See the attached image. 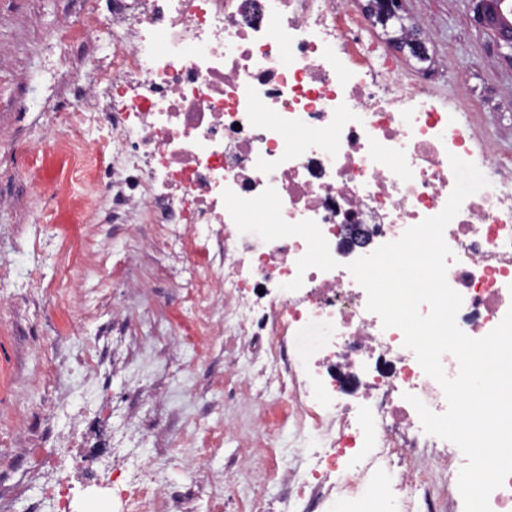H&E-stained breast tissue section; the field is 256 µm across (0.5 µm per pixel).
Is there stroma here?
I'll return each mask as SVG.
<instances>
[{
    "label": "stroma",
    "mask_w": 512,
    "mask_h": 512,
    "mask_svg": "<svg viewBox=\"0 0 512 512\" xmlns=\"http://www.w3.org/2000/svg\"><path fill=\"white\" fill-rule=\"evenodd\" d=\"M84 0H0V45L14 59L12 72L0 79V129L10 132L0 146V193L11 195V209L0 212V264L12 267L15 276L0 281V299L13 300L12 311L0 315V512H27L29 502L46 497L51 486L62 483L74 497H83V476L96 470L101 486H109L112 467L98 463L97 456L109 438H120L130 413L150 419L154 407L140 404L128 410L127 393L140 383L163 391L172 412L169 430L181 438L186 424H193L197 438L209 437L223 428L224 441L212 456L209 467L220 471L233 465L243 440L254 439L257 410L232 401L228 389L241 388L263 393L272 400L279 395L273 371H261L248 351L224 352V340L204 344L193 310L176 288L158 291L165 265L163 256L137 250L125 231L104 225L112 237L113 250L132 255L129 267L140 287L130 292L121 281L109 282L87 291L85 303L94 306L103 294L120 297L125 305L129 336L114 347L112 359L101 371V385L94 399L72 393L64 407H55V389L44 373L56 363L59 352L75 357L101 340L102 327L110 320L109 309L99 315L75 319L69 306H47L42 285L59 278L73 248L85 239L87 226L77 205L85 188L72 178L64 155L44 151L36 139L44 116L37 107L42 83V61L46 48L41 31L65 13L78 12ZM405 11L415 18L427 17L433 25L426 38L431 57L429 70L436 82L432 107L453 111L459 85L485 102L478 135L491 137L512 149V108H502L498 93L512 86V63L506 61L493 33L478 23L472 0H402ZM22 160L24 176L12 170ZM64 183L70 204L52 215L41 212L34 186L39 182ZM35 225L40 237L38 255L16 246L27 225ZM25 420L30 434L43 436L44 447L53 437L64 438L65 449L54 455L48 468H32L16 452L13 425ZM131 464L146 463L152 475L168 486L202 481L201 469L190 465L185 454L158 451L150 439L130 446ZM264 464H256L241 478L235 496L226 498L216 510L209 494L200 495L194 512H246L254 498L270 504V512H282L286 490L266 479Z\"/></svg>",
    "instance_id": "35a3bbf8"
}]
</instances>
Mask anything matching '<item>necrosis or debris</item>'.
<instances>
[{"instance_id": "obj_1", "label": "necrosis or debris", "mask_w": 512, "mask_h": 512, "mask_svg": "<svg viewBox=\"0 0 512 512\" xmlns=\"http://www.w3.org/2000/svg\"><path fill=\"white\" fill-rule=\"evenodd\" d=\"M355 0H86L43 33L48 80L71 98L48 93L54 114L41 142L67 153L87 187L81 201L94 248L77 249L82 275L61 286L79 296L91 279L111 278L105 224L128 226L139 249L177 259L163 285L182 289L214 336L232 332L277 372L275 409L259 393L255 431L288 491L284 512H353L399 496L402 512H450L461 495L465 459L456 445L426 434L406 401L436 413L440 385L383 329L347 270L358 250L343 227L363 225L368 250L444 208L454 187L450 156L478 160L490 185L466 198L445 229L453 252L447 281L463 297L457 314L468 336L488 334L512 308V151L488 140L474 156L476 107L457 95L454 114L431 110V88L389 70L375 56ZM91 46L78 66L63 55ZM110 129L114 155L83 131ZM275 188L287 222L315 221L338 266L306 271L286 290L306 251L298 236L254 240L238 231L222 192L244 198ZM268 291L258 308L250 295ZM106 348L59 362L54 384L79 378L97 391ZM358 404H351L350 395ZM295 448L278 446V422ZM286 468H276L281 453ZM448 476L447 496L427 494L431 475ZM194 489L171 493L141 483L127 512H193Z\"/></svg>"}]
</instances>
